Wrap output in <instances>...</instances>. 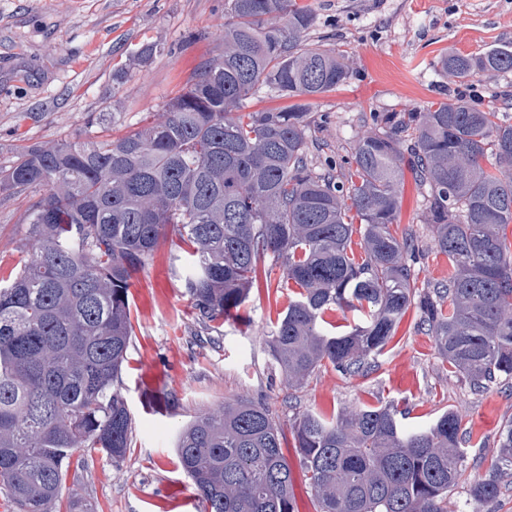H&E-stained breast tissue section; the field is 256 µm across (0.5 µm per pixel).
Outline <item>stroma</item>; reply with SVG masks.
<instances>
[{
    "mask_svg": "<svg viewBox=\"0 0 512 512\" xmlns=\"http://www.w3.org/2000/svg\"><path fill=\"white\" fill-rule=\"evenodd\" d=\"M314 24L306 47L342 50L351 75L311 98L308 161L347 170L356 139L374 114L417 112L465 98L512 119V72L481 74L468 84L443 76L446 52L512 46V0H306ZM164 45L148 63L134 54ZM224 49V0H0V167L35 144L117 138L161 119L188 77ZM425 189L405 171L396 222L413 238L420 284L447 282L450 267L423 221ZM34 192H0V274L28 258L25 215ZM169 235L132 279L134 334L121 373L132 417V444L120 463L84 456L64 497L90 500L97 512H202L174 450L178 428L196 412L245 398L268 408L284 435L308 411L332 414L389 404L409 426L454 411L471 430L465 473L450 488L446 512H472L469 488L497 452L512 418V384L477 393L449 375L416 310L360 379L326 366L289 386L266 338L288 306L282 269L261 271L236 318L199 321L179 278L181 251Z\"/></svg>",
    "mask_w": 512,
    "mask_h": 512,
    "instance_id": "35a3bbf8",
    "label": "stroma"
}]
</instances>
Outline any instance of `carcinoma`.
I'll return each mask as SVG.
<instances>
[{"instance_id": "carcinoma-1", "label": "carcinoma", "mask_w": 512, "mask_h": 512, "mask_svg": "<svg viewBox=\"0 0 512 512\" xmlns=\"http://www.w3.org/2000/svg\"><path fill=\"white\" fill-rule=\"evenodd\" d=\"M313 21L297 0H224V54L190 77L162 120L117 140L32 145L0 168V191H43L25 217L28 261L0 278V486L15 512H59L65 477L88 451L125 458L129 288L171 231L204 320L232 317L258 264L281 262L297 296L267 344L291 385L325 364L366 376L412 306L449 374L475 391L512 380V175L482 165L490 153L512 171V123L465 100L375 115L354 144L355 168L313 171L306 105L245 111L263 86L296 98L347 81L345 54L303 47ZM437 66L466 83L512 71V47L446 53ZM405 164L428 188L426 220L452 268L431 291L391 231ZM334 306L360 323L330 333L323 316ZM293 436L315 512H445L462 475L453 411L415 431L391 405L307 412ZM282 439L267 408L239 398L195 413L174 448L204 512H298ZM498 448L471 483L475 512L512 486V418Z\"/></svg>"}]
</instances>
